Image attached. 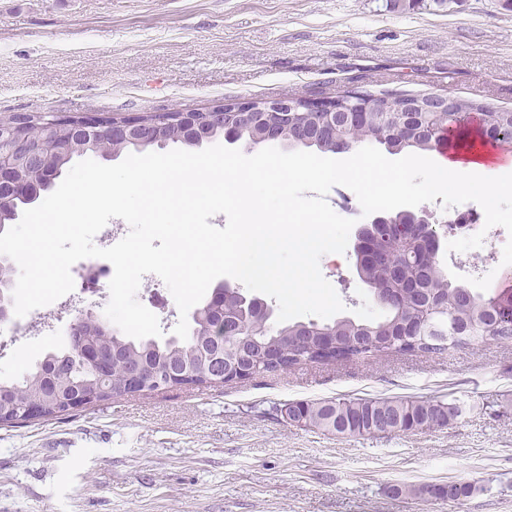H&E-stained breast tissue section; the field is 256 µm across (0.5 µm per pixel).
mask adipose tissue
Returning a JSON list of instances; mask_svg holds the SVG:
<instances>
[{
  "label": "adipose tissue",
  "instance_id": "adipose-tissue-1",
  "mask_svg": "<svg viewBox=\"0 0 512 512\" xmlns=\"http://www.w3.org/2000/svg\"><path fill=\"white\" fill-rule=\"evenodd\" d=\"M512 192V154L486 146L476 131H468L454 153L438 158L429 168L421 195H481L489 213H496L503 192Z\"/></svg>",
  "mask_w": 512,
  "mask_h": 512
}]
</instances>
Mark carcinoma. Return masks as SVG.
<instances>
[{
    "mask_svg": "<svg viewBox=\"0 0 512 512\" xmlns=\"http://www.w3.org/2000/svg\"><path fill=\"white\" fill-rule=\"evenodd\" d=\"M405 102L394 101L388 112H370L363 124L354 126L350 117L336 120V136L328 135L321 139L305 142L293 134L300 128L316 125L317 116L310 115L305 122L288 120V144L291 146L314 147L322 153L336 152L341 141L351 128L358 130L360 144H379L391 154L402 152H424L436 149V136L442 131L457 127V117L446 112L416 113L405 120L402 112ZM16 117L29 123L31 130L39 138L61 140L70 138L67 127H53L52 117L44 112H19L0 114V122ZM162 128L161 143L181 144L188 148L200 146L204 141L221 136V131L209 125L202 133L182 134L175 112H149L141 115ZM493 131L482 126L481 137L491 143L512 141V111L492 113ZM22 204L30 201L0 199V233L6 230V223ZM363 235L376 246L374 258H356V268L361 280L367 284L373 295H380L396 288L401 298L386 307V314L379 320H354L342 318L332 324L320 325L315 322H295L275 331L259 323L251 325L256 338L270 344H278L287 338L306 337L313 342V348L305 355L288 354L282 370L308 363H341L362 357H370L378 352H387L383 343L395 341L397 353H438L450 348L468 346L486 336L512 338V322L498 320L482 303V296L465 284L452 283L444 276L431 254L438 251L439 242L429 225L415 222L409 215L397 212L389 220L380 224H368L362 229ZM14 269L7 261L0 260V292L9 296L13 289ZM446 300L452 306L451 312L435 311L425 320L420 319L419 307L430 301ZM249 299L241 292L230 289L224 295L226 316L233 317L243 303ZM98 337L112 343L116 358L112 362V373L108 375V385L117 387L131 368L167 367L191 369L203 375L208 368L206 356L218 348L223 337L215 336L196 322L185 340L169 339L163 343L146 337L130 339L113 331L97 316L87 324ZM324 330L335 333L342 340L374 339L382 346L347 350L336 348L334 352H324L318 346V336ZM71 391L92 390L99 386V374L85 363L71 355L70 348L46 353L34 366L15 379H0V415L13 414L22 406L49 398L46 384L49 379ZM296 414L304 418L305 425L348 435L374 434L380 431L379 423L389 421L391 431L408 432L435 419L446 425L458 415V407L453 403L423 399L387 398H336L330 400L296 401L293 403ZM469 487L450 482L446 487H426L420 489L433 497L455 500L466 494Z\"/></svg>",
    "mask_w": 512,
    "mask_h": 512,
    "instance_id": "1",
    "label": "carcinoma"
}]
</instances>
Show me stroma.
<instances>
[{"instance_id": "1", "label": "stroma", "mask_w": 512, "mask_h": 512, "mask_svg": "<svg viewBox=\"0 0 512 512\" xmlns=\"http://www.w3.org/2000/svg\"><path fill=\"white\" fill-rule=\"evenodd\" d=\"M346 90L433 93L512 110V7L505 0H0V113L135 117ZM504 240L476 259L440 248L445 274L512 275ZM346 317L385 314L353 249L321 257ZM142 280L163 339L177 306ZM1 335L0 378L68 343ZM402 397L453 402L448 425L337 435L275 405ZM455 481L443 500L426 485ZM0 512H512V339L442 354L303 364L231 384L170 388L18 427H0Z\"/></svg>"}]
</instances>
